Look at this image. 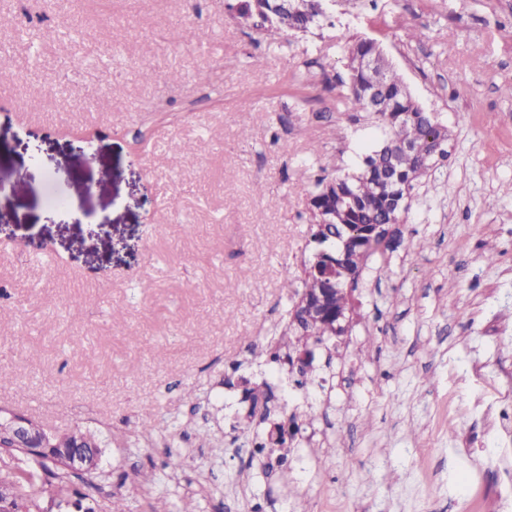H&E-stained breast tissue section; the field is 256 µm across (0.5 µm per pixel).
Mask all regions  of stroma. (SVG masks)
<instances>
[{
    "label": "stroma",
    "instance_id": "obj_1",
    "mask_svg": "<svg viewBox=\"0 0 512 512\" xmlns=\"http://www.w3.org/2000/svg\"><path fill=\"white\" fill-rule=\"evenodd\" d=\"M237 2L0 0V407L101 440L44 512L106 490L152 512L190 489L200 512H512V433L486 428L512 403V0H336L322 27L274 41ZM360 38L447 127V156L401 246L361 273L344 359L318 352L323 387L276 404L337 446L266 475L224 377L271 372L248 345L281 326L283 273L315 251L304 192L382 137L339 103ZM32 95L43 111L24 109ZM195 403L218 413L211 442L174 472L165 438L137 432L182 437Z\"/></svg>",
    "mask_w": 512,
    "mask_h": 512
}]
</instances>
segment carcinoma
<instances>
[{
    "mask_svg": "<svg viewBox=\"0 0 512 512\" xmlns=\"http://www.w3.org/2000/svg\"><path fill=\"white\" fill-rule=\"evenodd\" d=\"M328 0H239L236 11L243 19L258 18L254 28L276 40L287 30L305 31L320 24L327 17ZM377 58V64L367 66L364 60ZM349 79L343 96L353 112H365L380 127L385 138L382 144L363 155L358 173L338 174L330 179L320 177L315 189L309 192L310 210L315 219L312 238H321L320 251L336 261V277L316 274L312 262L303 263L301 277L285 270L282 287L289 293L292 307L281 336L274 343L250 344L256 358L270 355L274 362L289 366V373H298L300 387L316 379L313 363L296 365L293 358L304 347L326 335L330 319L311 316L308 307L299 299L333 289L329 302L333 311L344 312L351 305V296L345 294L347 281L357 282L369 259L393 244L371 235L375 224H397L408 210L406 199L414 189V182L429 168L437 156H445L443 144L447 139L445 128L432 119L412 97L400 75L382 54L379 45L370 39H361L348 49ZM413 113L414 119L404 121L403 113ZM408 149H401L402 145ZM242 401H259L272 391V383L262 379L243 382ZM299 415H292L295 432L288 435L281 424L273 426L260 436L257 451L267 452L277 464L288 462L291 448L287 439H296L300 432ZM84 432L77 430L63 436H54L51 447L32 455L21 448L0 447V512H40L38 501L56 499L62 491L61 479L67 477L68 466L58 453L62 448L81 444L86 449L96 443L95 438L83 440Z\"/></svg>",
    "mask_w": 512,
    "mask_h": 512,
    "instance_id": "cac0c4a2",
    "label": "carcinoma"
}]
</instances>
